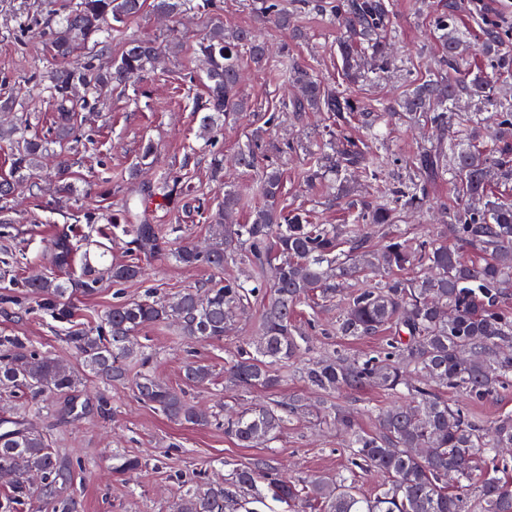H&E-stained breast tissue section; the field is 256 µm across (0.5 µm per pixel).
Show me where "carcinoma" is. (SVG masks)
Returning a JSON list of instances; mask_svg holds the SVG:
<instances>
[{
  "label": "carcinoma",
  "instance_id": "obj_1",
  "mask_svg": "<svg viewBox=\"0 0 512 512\" xmlns=\"http://www.w3.org/2000/svg\"><path fill=\"white\" fill-rule=\"evenodd\" d=\"M258 20L291 31L296 14H315L345 30L338 43L342 75L349 83L361 77L359 61L370 59V73L382 78L394 59L387 52L392 20L388 0H252ZM146 0H54L42 10L35 5L16 18L9 37L17 45L29 34L39 35L55 60L53 67L41 59L28 62L23 83L55 114L53 130L60 137L79 141L81 126L76 113L98 112L106 94L134 87L159 57L152 39L129 31L127 23L139 16ZM155 11L166 15L213 14L221 0H153ZM458 5L427 11L429 33L441 46L439 69L425 79L412 73L409 89L399 106L377 103L366 109L350 92L319 80L283 46L277 66L283 83L296 85L300 94L285 97L279 111L261 116L263 125L247 134V144L237 152V164L258 173L248 193L224 190L213 204L180 171L160 174L139 194L128 195L106 216L107 223L127 238V260L107 259L106 252L82 251L66 233L56 236L47 259L57 270L52 276L27 279L25 293L60 322L72 316L71 299L90 296L100 281L120 286L145 274L144 262L167 257L186 267H204L219 273L172 297L149 292L140 299L116 294L112 306L94 327L69 331L67 341L79 355L80 367H69L41 355L19 336L0 337V387L36 399L55 395L63 399L61 412L78 421L87 414L77 388L89 374L106 386L129 383L139 400L173 422L196 426L217 425L245 448L266 446L276 440L284 424L298 413L296 400L256 403L231 416L206 414L176 390L153 375L151 347L136 342L149 326L175 322L182 336L199 341L219 339L246 315L252 301L263 298L256 336L225 367V386L244 393L252 389L276 390L282 382L280 366L300 361L298 374L305 387L325 400L340 391L375 387L395 400L373 410L375 430L366 432L354 412L331 403L323 418L344 432L350 467L336 480H293L268 459L234 469L230 477L197 484L176 496L170 512H237L242 494L266 491L286 502L294 512H469V491L478 485L479 512H512V482L498 476L507 465L497 463L500 449L512 448V416L485 428L463 406L448 402L445 390H461L470 400L483 399L512 386V349L503 343L512 336V313L501 304L503 288L512 280V202L497 196L495 187L512 184V99L498 92V82L512 74V27L493 16L478 18L485 64L470 78L446 79L445 70L459 71L460 51L469 31L458 25ZM120 37L123 49L110 59L112 39ZM261 69L268 60L266 46L251 28L224 32L215 27L199 36L194 57L204 67H188L187 87L201 84L204 92L192 97V111L201 115L200 128L213 155L212 170L223 169L219 150L221 125L244 111L239 92L241 56ZM0 95V112L13 114L11 125L0 131L10 145V171L0 178V224H14L11 201L28 184L54 139L28 136L31 111L22 92L10 88ZM477 102L475 112L456 111L457 102ZM402 108L439 131V137L415 157L405 159L377 144L380 124ZM302 121L309 112H325L329 124L309 147L310 162L301 172L304 184L329 182L336 187L333 200L344 202V224H316L309 211L288 209L283 200V177L270 155H286L290 142L267 139L279 123L280 112ZM492 117V145L474 142L475 126ZM361 123L362 136L351 133L352 120ZM400 167L404 179L389 182L385 172ZM355 173L373 181V200L356 197L351 177ZM57 191H74L69 165L55 172ZM453 187L448 223L434 237L409 241L391 232L406 213L431 208L437 184ZM162 196L175 224L154 223L138 203ZM253 196L261 204L249 209L242 224H226L219 239L207 250L197 249L187 238L177 237L180 218L220 224L224 215L249 205ZM381 231L382 245H372L373 229ZM465 251L477 254L466 261ZM245 262L250 274L241 279L229 270ZM81 264L80 276L67 275ZM430 270L423 277H403L410 266ZM371 274L378 282L345 294L343 310L333 325L336 335L361 339L389 331L392 338L375 354L350 357L300 359L307 348L295 326L297 307L316 291L325 301L340 292L347 279ZM139 373L130 375L133 365ZM213 370L198 361L183 366L189 386H205ZM491 464L477 472L476 460ZM85 463L53 448L47 436L30 426L25 415L0 420V473L12 478L10 491L0 496V512H14L24 499H35L40 512H81L76 474ZM381 479L380 489L366 496L356 487V470Z\"/></svg>",
  "mask_w": 512,
  "mask_h": 512
}]
</instances>
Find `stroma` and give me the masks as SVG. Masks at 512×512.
<instances>
[{"mask_svg":"<svg viewBox=\"0 0 512 512\" xmlns=\"http://www.w3.org/2000/svg\"><path fill=\"white\" fill-rule=\"evenodd\" d=\"M223 8L212 15L167 17L153 8L131 23L132 30L156 41L164 56L161 67L144 73L139 88L140 100L128 95H112L106 111L84 113V136L79 142H65L55 146L53 154L44 159L43 166L33 178V192H22L20 206L25 213L19 223L0 227V260L16 259L12 274L16 278L36 277L47 272L46 249L53 237L63 231L76 230L88 243L91 252H108L109 256L124 259L125 246L112 235L106 222L87 223L83 211L97 208L108 212L107 202L93 193L94 183L109 176H119L122 192L153 182L158 174L188 166L193 183L208 197L223 196L225 187L246 190L254 179L253 173L236 169L231 160L246 140L256 114L274 112L283 93L282 84L273 79L271 67L254 69L245 66L242 94L248 103L247 112L238 115L235 123L225 126L221 151L226 160L223 181L211 177L212 157L205 150V139L200 122L192 110L180 81L183 70L193 60L191 41L194 37L221 25L232 29L255 24L249 0H222ZM396 37L392 54L398 65L384 80L359 78L350 91L363 104L378 101L399 102L404 85L403 69L426 71L434 68L440 55L438 44L431 38L427 24L419 15L416 0H389ZM467 10L458 15L461 27L469 29L465 68L477 69L481 63L476 38L477 13L488 12L512 26V0H466ZM20 0H0V74L18 76L27 57L42 58L45 64L53 59L39 37H31L26 53H19L12 42L2 35L14 24V15ZM295 25L303 37L293 41L289 32L272 26L259 28L269 46L290 44L295 55L312 68L325 82H340L341 60L336 54V43L342 35L340 28L325 19L312 15H298ZM321 113H310L307 120L295 121L292 115H282L272 134L278 142H293L297 150L279 160L284 173V200L289 207L313 209L316 223L337 224L342 219L340 205L329 202L325 186H306L300 172L307 155L305 145L324 130ZM438 136L430 125L399 120L385 130L384 143L400 156L412 157L430 145ZM153 144L149 158H142L144 144ZM71 167L78 197L57 198L53 176L59 160ZM436 206L428 213L414 217L403 216L394 226L395 234L409 237L427 236L436 232L443 218L441 210L452 203L449 186L433 191ZM207 268H188L169 258H158L147 263L145 280L128 282L113 287L102 281L95 295L75 297L74 322L96 325L104 310L111 306L115 293L128 299L142 297L147 290L158 296H167L179 289L210 279ZM340 301H315L302 305L296 318L298 326L316 321L317 329L306 341L312 355H330L341 351L351 356L372 352L385 345L386 334L371 338L347 340L330 334L328 327L340 314ZM261 304H254L246 318L240 320L223 339L194 342L180 337L175 324L156 325L142 331L140 340L156 351L158 363L156 378L175 387H183L182 365L192 357L208 364L214 374L210 385L192 389L201 408L208 411L222 409L232 402L233 392L224 389V366L236 353L242 342L251 339L256 330ZM69 325L52 319L38 309L33 300L21 304L0 303V336H20L40 352L51 358L74 363L75 354L66 342ZM284 381L278 391H255L244 394V402H274L282 399H300L304 405L288 420L279 437L270 447L245 448L224 434L223 430L208 426H188L174 423L140 401L130 385L115 384L105 388L96 378L84 376L79 387L81 398L96 401L99 393H107L112 403L109 415L90 411L77 423L63 419L60 403L19 401L18 397L0 389V418L25 410L36 429L47 431L54 447L68 455L85 460L77 484L81 490L83 512H169V506L181 484H195L213 476L227 474L229 469L248 465L253 458L267 456L292 476H317L334 480L348 459V451L341 445L340 433L323 423L319 415L321 395L305 388L295 367H284ZM138 459L139 469L125 474L112 470L113 453Z\"/></svg>","mask_w":512,"mask_h":512,"instance_id":"obj_1","label":"stroma"}]
</instances>
